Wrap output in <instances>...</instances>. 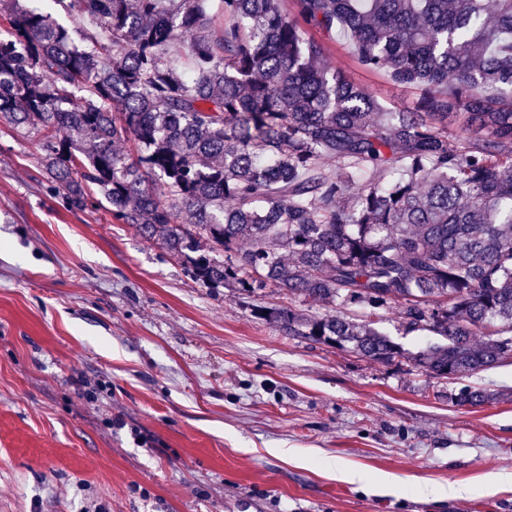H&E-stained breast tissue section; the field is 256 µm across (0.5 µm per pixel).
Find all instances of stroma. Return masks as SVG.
Here are the masks:
<instances>
[{
	"mask_svg": "<svg viewBox=\"0 0 512 512\" xmlns=\"http://www.w3.org/2000/svg\"><path fill=\"white\" fill-rule=\"evenodd\" d=\"M323 42L325 66L413 104ZM42 145L0 117V512H512V358L431 374L434 336L390 313L389 363L286 335L98 194L69 205ZM466 386L496 398L455 406Z\"/></svg>",
	"mask_w": 512,
	"mask_h": 512,
	"instance_id": "obj_1",
	"label": "stroma"
}]
</instances>
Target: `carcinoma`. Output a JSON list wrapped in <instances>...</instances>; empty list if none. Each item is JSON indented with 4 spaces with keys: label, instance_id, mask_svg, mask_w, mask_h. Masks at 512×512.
Returning <instances> with one entry per match:
<instances>
[{
    "label": "carcinoma",
    "instance_id": "obj_1",
    "mask_svg": "<svg viewBox=\"0 0 512 512\" xmlns=\"http://www.w3.org/2000/svg\"><path fill=\"white\" fill-rule=\"evenodd\" d=\"M22 2L0 0V115L45 131L71 204L95 187L207 288L279 290L288 303L253 312L289 336L390 362L403 352L375 323L392 311L443 338L417 357L435 375L512 355V0H222L219 17L207 0H52L90 22L73 32ZM311 29L418 90L413 106L325 67Z\"/></svg>",
    "mask_w": 512,
    "mask_h": 512
}]
</instances>
